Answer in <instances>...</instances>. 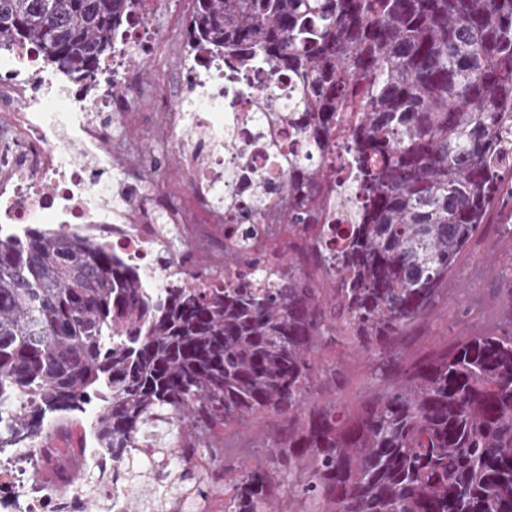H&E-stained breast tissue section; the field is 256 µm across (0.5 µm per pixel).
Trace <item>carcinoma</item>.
Returning a JSON list of instances; mask_svg holds the SVG:
<instances>
[{
    "label": "carcinoma",
    "mask_w": 512,
    "mask_h": 512,
    "mask_svg": "<svg viewBox=\"0 0 512 512\" xmlns=\"http://www.w3.org/2000/svg\"><path fill=\"white\" fill-rule=\"evenodd\" d=\"M136 0H0V49L27 43L74 80L112 55ZM193 52L256 59L294 82L282 121L301 116L305 157L288 154L275 206L310 238L330 284L295 261L253 267L230 286L193 288L179 271L158 301L76 232L0 237V448L33 441L51 414L101 401L92 425L112 458L133 459L144 490L188 512H512V334L490 330L403 368L355 413L307 406L314 353L342 343L390 353L422 318L512 176V0H195ZM348 141L354 222L316 227L341 193L337 139ZM225 212L253 224L268 207ZM268 414L288 422L268 458L224 496L215 432Z\"/></svg>",
    "instance_id": "cac0c4a2"
}]
</instances>
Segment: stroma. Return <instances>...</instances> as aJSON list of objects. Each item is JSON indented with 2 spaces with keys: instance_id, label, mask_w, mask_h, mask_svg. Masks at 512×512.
Listing matches in <instances>:
<instances>
[{
  "instance_id": "1",
  "label": "stroma",
  "mask_w": 512,
  "mask_h": 512,
  "mask_svg": "<svg viewBox=\"0 0 512 512\" xmlns=\"http://www.w3.org/2000/svg\"><path fill=\"white\" fill-rule=\"evenodd\" d=\"M193 9L192 0H164L157 22V50L144 57L138 68L141 87L126 105L127 111L137 115L127 134L141 142L146 163L155 172L148 185L127 182V193L132 197L159 195L174 207L182 205L190 189L159 114L172 99L189 58L184 32ZM492 327L512 329V189L507 187L489 211L480 234L459 257L439 298L396 342L389 357L331 347L316 353L317 364L335 368L336 374L317 381L309 403L331 402L345 411H356L375 389L396 380L403 368ZM282 426L281 417L275 415L254 423L226 425L218 435L230 450L224 462L225 483H232L245 466L265 459L270 453L269 437Z\"/></svg>"
}]
</instances>
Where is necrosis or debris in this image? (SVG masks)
I'll return each instance as SVG.
<instances>
[{"label":"necrosis or debris","mask_w":512,"mask_h":512,"mask_svg":"<svg viewBox=\"0 0 512 512\" xmlns=\"http://www.w3.org/2000/svg\"><path fill=\"white\" fill-rule=\"evenodd\" d=\"M126 38L131 53L112 63L122 76L120 94L108 85L74 92L67 79L42 66L31 45L0 52V223L18 229L54 224L107 242L137 269L142 287L152 294L166 286L172 268L164 249L178 239L191 243V265L233 277L236 269L225 253L236 247L240 234L225 231L223 250L213 248L212 233L222 228L224 213L208 196L241 204L236 173L244 164L284 179L277 154L267 148L279 127L264 100L272 95L287 100L288 78L266 64L248 72L222 59L188 66L185 80L195 108L187 112L173 102L162 120L194 187L190 206L170 209L148 201L132 221L120 205L122 188L104 175L114 170L145 175L136 142L113 154L112 130L134 118L124 109L123 95L136 85L134 72L154 39L153 29L138 22L129 26ZM48 99L58 108L51 123L43 112ZM239 140L249 143L247 154L234 151ZM71 453L82 465L77 477L58 470L56 449L0 448V512H83L91 495L99 498L102 512H123L126 463L87 445Z\"/></svg>","instance_id":"4bbe7bcc"}]
</instances>
